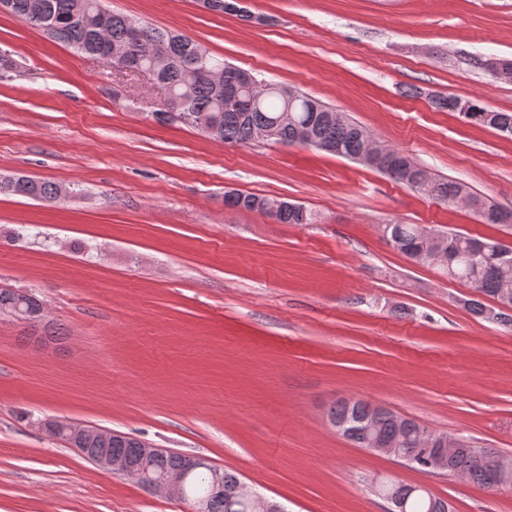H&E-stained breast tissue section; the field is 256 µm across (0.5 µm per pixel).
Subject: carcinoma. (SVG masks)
<instances>
[{
    "label": "carcinoma",
    "mask_w": 512,
    "mask_h": 512,
    "mask_svg": "<svg viewBox=\"0 0 512 512\" xmlns=\"http://www.w3.org/2000/svg\"><path fill=\"white\" fill-rule=\"evenodd\" d=\"M8 10L76 53L100 59L109 66L112 57L107 55L105 46H125L132 24L137 22L130 15L112 11L103 0H9ZM139 31L143 50L128 58L130 69L133 72L147 70L164 86L171 102L182 114L180 124L194 129L206 126L211 129V139L226 145L251 144L257 140L261 129L271 127L274 135L267 142L283 147L301 145L299 130L307 127L320 150L351 160L374 144L379 160L369 167L438 201L464 203L483 224L512 226V211L471 192L461 182L434 177L395 148L375 144L363 126L348 118L337 121L332 118L335 109L318 99L302 93L292 101L278 85L262 84L246 71L215 59L194 40L143 22L139 23ZM227 88L236 93V103L224 100ZM472 108L473 111L464 115L471 123L493 130L505 125L512 127V112L490 110L477 103L472 104ZM61 190L62 186L56 182L27 176L0 179V192L49 203L59 201ZM224 205L265 214L280 224L313 222L312 213L300 204L239 191L224 196ZM382 231L398 251L412 259L422 253L446 257L444 270L448 277L479 294L478 298L465 301L476 316L486 315L481 297L497 298L503 288L512 289V263L505 264L498 258L499 243L495 239L451 232L431 239L415 224H385ZM19 308L37 319L43 316V304L36 297L0 288V314L13 315ZM329 419L343 426V436L360 448L368 447L369 440L395 445L398 449L395 458L420 471L425 470L422 462L431 453L432 442L440 438L416 421L389 409L379 407L374 413L370 404L361 400L337 403L331 408ZM89 447L133 460L139 459L141 454V440L123 432L96 437ZM458 448L459 451L447 460L446 474L491 488L506 484L491 465L493 454L464 441L458 443ZM189 463V456L169 452L151 461L150 471L162 475L183 470ZM241 484L236 474L226 471L224 489L216 492L208 473L197 471L189 480L188 492L193 497L208 499L210 512H252L243 498ZM380 493L403 495L405 512H448V502L444 499L420 491L412 493L402 483L386 480Z\"/></svg>",
    "instance_id": "cac0c4a2"
}]
</instances>
